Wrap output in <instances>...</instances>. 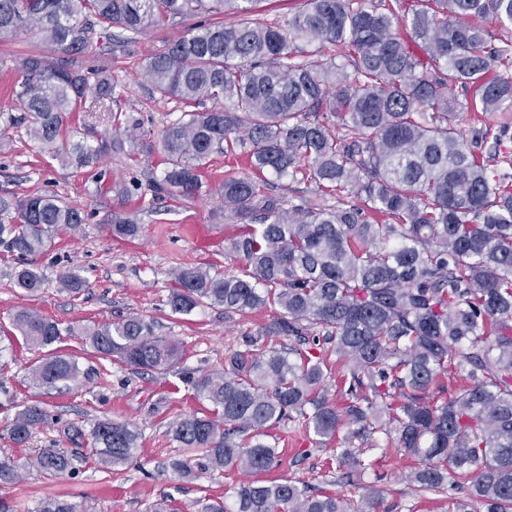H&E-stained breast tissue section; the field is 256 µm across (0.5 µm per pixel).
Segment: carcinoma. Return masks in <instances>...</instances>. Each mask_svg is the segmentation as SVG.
<instances>
[{
  "label": "carcinoma",
  "mask_w": 512,
  "mask_h": 512,
  "mask_svg": "<svg viewBox=\"0 0 512 512\" xmlns=\"http://www.w3.org/2000/svg\"><path fill=\"white\" fill-rule=\"evenodd\" d=\"M252 2L0 0V42L35 31L56 53L21 61L0 119L80 167L114 150L136 160L110 135L94 145L65 140L68 118L88 101L112 111V76L69 64L94 36L110 41L115 28L135 35L201 13L237 16L194 26L141 69L155 94L183 105L162 131L154 195L186 200L211 188L235 229L225 249L240 261L235 272L175 270L167 302L182 315L206 305L226 315L265 310V334L296 346L276 351L252 339L225 357L224 370L192 380L211 416L177 423L176 440L198 458L173 461L174 472L250 475L229 489L230 503L201 512H360L344 494L259 478L282 462L269 430L290 421L336 446L338 471L370 469L365 454L384 434L410 460L408 481L448 512H471L475 501L482 512H512V152L504 145L512 41L493 45L482 25L511 31L512 0H304L281 24L253 17ZM297 41L314 50L301 54ZM215 155L229 173L213 184ZM241 163L243 175L234 172ZM270 174L312 184L314 197L269 193ZM84 221L55 195H1L0 244L17 257L14 286L37 292L43 279L27 257ZM111 232L134 238L140 225L117 217ZM13 326L38 348L61 336L55 321L27 308ZM79 335L102 357L154 373L183 356L137 315ZM332 371L334 402L324 391ZM79 374L61 355L31 369L46 386ZM48 422L47 410L30 404L8 439L23 446ZM90 438L99 463L115 469L136 456L140 433L106 419ZM26 465L56 476L70 459L45 448ZM40 512L85 507L54 497Z\"/></svg>",
  "instance_id": "cac0c4a2"
}]
</instances>
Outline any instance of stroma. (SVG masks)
<instances>
[{
	"label": "stroma",
	"mask_w": 512,
	"mask_h": 512,
	"mask_svg": "<svg viewBox=\"0 0 512 512\" xmlns=\"http://www.w3.org/2000/svg\"><path fill=\"white\" fill-rule=\"evenodd\" d=\"M204 20L201 14L178 18L145 29L130 42H96L73 59L74 69H103L111 74L122 110L142 120L137 135L151 148L134 161L121 154L103 157L96 171L102 175L101 183H94L87 169L62 166L25 133L13 128L0 131V193L54 194L86 215L78 233L55 239L34 257L44 284L32 295L14 288L10 272L15 257L0 246V431L30 404L43 406L53 417L26 446L0 438V460L22 468L16 481L0 483V498L15 512H38L42 502L53 497L83 502L86 512H147L163 498L175 512H200L202 502L224 497L243 478L233 469L220 473L199 469L192 478L182 479L170 468L172 460L184 455L174 438L176 423L191 414L207 415L209 409L208 403L194 397L191 378L223 369L225 356L269 322L262 310L228 316L220 307H200L178 315L166 303L170 274L177 268L208 262L224 269L238 267L236 259L222 251L224 238L233 229L224 221L219 196L204 195L192 202L156 200L149 189L153 178L162 174L161 132L180 115L182 106L154 97L139 75L140 66L145 57ZM49 52L40 36L30 32L0 43V110L9 107L21 61ZM111 182L127 185L130 196L105 191V184ZM116 214L134 217L140 224L135 241L112 235L110 224ZM69 271L85 281L79 293L58 286L59 277ZM22 307L58 323L62 335L50 350L77 361L78 382L52 387L33 383L30 368L42 353L13 332V316ZM127 315L141 316L153 322L157 335L181 342L185 355L180 363L164 375L137 370L101 358L76 334L86 325ZM103 419L140 430V447L129 465L112 470L91 456L86 434ZM72 427L82 429L81 438L69 435ZM275 435L282 453L275 477L329 492L342 489L331 464L332 446L315 443L292 423L277 428ZM43 448L63 450L72 460L71 470L50 478L26 468L27 458ZM369 455L376 467L342 489L354 502H361L366 491L373 489L380 493L376 512H443L440 503L406 481L408 464L394 451L390 439L379 438Z\"/></svg>",
	"instance_id": "obj_1"
}]
</instances>
